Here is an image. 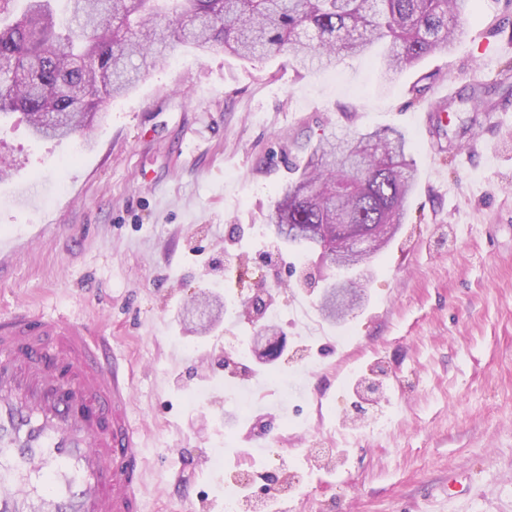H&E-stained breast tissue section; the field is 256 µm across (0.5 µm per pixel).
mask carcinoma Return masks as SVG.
Returning a JSON list of instances; mask_svg holds the SVG:
<instances>
[{
	"instance_id": "carcinoma-1",
	"label": "carcinoma",
	"mask_w": 512,
	"mask_h": 512,
	"mask_svg": "<svg viewBox=\"0 0 512 512\" xmlns=\"http://www.w3.org/2000/svg\"><path fill=\"white\" fill-rule=\"evenodd\" d=\"M468 0H0V115L19 112L37 139L89 129L97 102L129 91L169 51L222 47L244 59L289 54L304 69L379 49L388 80L465 34ZM161 16L154 37L145 30ZM396 128L321 139L270 216L283 240L345 257L338 224L388 244L416 184ZM340 320L336 289L320 302Z\"/></svg>"
}]
</instances>
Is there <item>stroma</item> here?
Returning a JSON list of instances; mask_svg holds the SVG:
<instances>
[{
    "label": "stroma",
    "mask_w": 512,
    "mask_h": 512,
    "mask_svg": "<svg viewBox=\"0 0 512 512\" xmlns=\"http://www.w3.org/2000/svg\"><path fill=\"white\" fill-rule=\"evenodd\" d=\"M466 26L390 84L372 55L299 71L284 54L178 48L86 137L0 121V156L18 160L0 176V238L18 246L0 260V314L111 334L143 434L142 512H179L186 491L224 512L225 488L258 472L243 512H512V0H470ZM477 82L497 116L475 140ZM387 126L406 132L417 183L361 307L331 322L302 283L315 254L276 238L270 214L324 135ZM265 286L281 355L225 367L252 346L241 306ZM365 380L383 394L360 421ZM228 381L251 391L235 428ZM263 429L273 440L253 449Z\"/></svg>",
    "instance_id": "35a3bbf8"
}]
</instances>
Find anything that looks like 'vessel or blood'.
Masks as SVG:
<instances>
[{"label": "vessel or blood", "instance_id": "obj_1", "mask_svg": "<svg viewBox=\"0 0 512 512\" xmlns=\"http://www.w3.org/2000/svg\"><path fill=\"white\" fill-rule=\"evenodd\" d=\"M132 382L100 329L0 316V512H141Z\"/></svg>", "mask_w": 512, "mask_h": 512}]
</instances>
